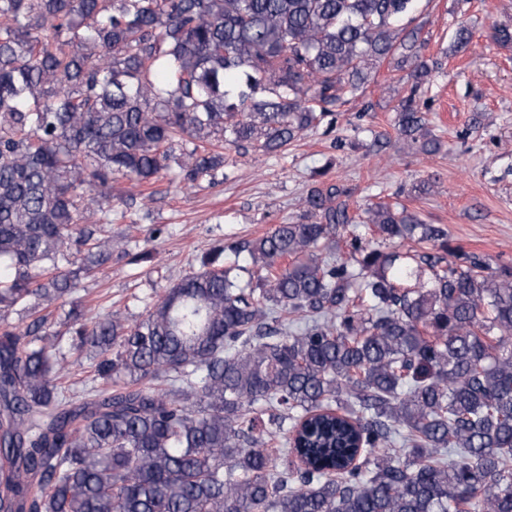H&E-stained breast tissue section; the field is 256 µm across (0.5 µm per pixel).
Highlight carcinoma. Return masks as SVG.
Segmentation results:
<instances>
[{
    "mask_svg": "<svg viewBox=\"0 0 512 512\" xmlns=\"http://www.w3.org/2000/svg\"><path fill=\"white\" fill-rule=\"evenodd\" d=\"M415 2L0 0V512H512V270L444 262L400 202L322 180L136 321L72 311L65 343L46 314L112 266V180L282 153L385 61L397 133L437 153Z\"/></svg>",
    "mask_w": 512,
    "mask_h": 512,
    "instance_id": "carcinoma-1",
    "label": "carcinoma"
}]
</instances>
